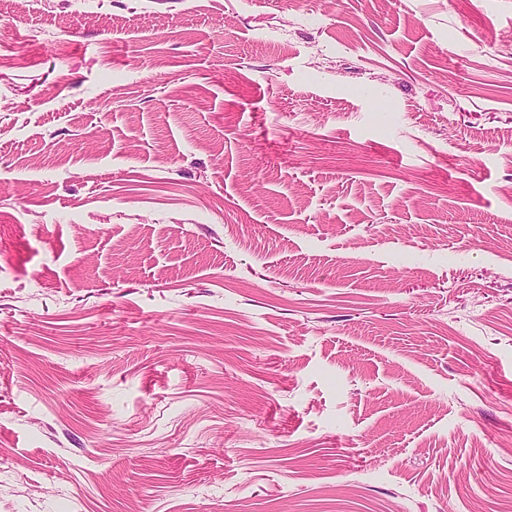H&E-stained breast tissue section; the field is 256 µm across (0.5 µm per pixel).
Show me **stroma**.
<instances>
[{"label":"stroma","mask_w":512,"mask_h":512,"mask_svg":"<svg viewBox=\"0 0 512 512\" xmlns=\"http://www.w3.org/2000/svg\"><path fill=\"white\" fill-rule=\"evenodd\" d=\"M0 512H512V0H0Z\"/></svg>","instance_id":"35a3bbf8"}]
</instances>
